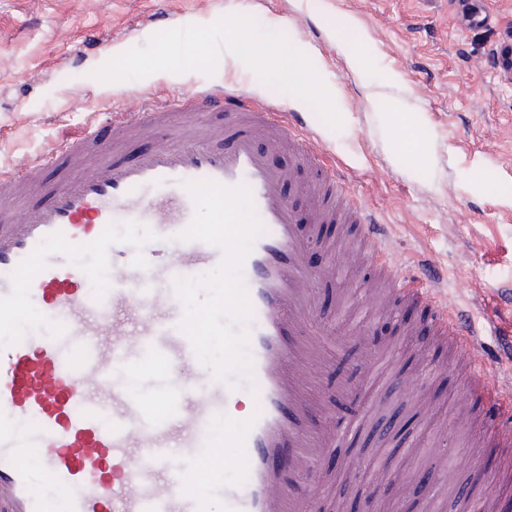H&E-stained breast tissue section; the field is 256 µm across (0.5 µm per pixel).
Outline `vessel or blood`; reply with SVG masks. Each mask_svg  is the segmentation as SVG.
<instances>
[{
    "instance_id": "1",
    "label": "vessel or blood",
    "mask_w": 512,
    "mask_h": 512,
    "mask_svg": "<svg viewBox=\"0 0 512 512\" xmlns=\"http://www.w3.org/2000/svg\"><path fill=\"white\" fill-rule=\"evenodd\" d=\"M179 112L178 142L132 163L110 159L90 130L61 144L46 162L71 161L81 171L44 186L41 205L21 202L40 164L0 180V512H209L217 498L224 512H318L328 482L320 468L326 448L358 437L407 382L391 347L358 361L359 385L336 390L353 409L322 441L316 421L329 409L322 372L342 348L313 324L317 273L308 252L321 226H354L365 245L335 268L346 285L336 309L351 333H359L367 314H388L391 292L428 306L436 335L474 354V319L431 297L434 277L425 265L384 262L367 288H354L361 265L383 252L387 225L373 223L328 183L309 194L307 211L289 205L282 193L288 172L254 147L262 137L313 162V148L294 135L286 113L223 87L201 90ZM124 118L128 129L146 133L169 124L171 114L143 105ZM201 180L247 185L263 225L242 269L258 388L242 427L223 426L224 407L236 394L199 366L178 328L184 307L174 278L221 260L218 248L179 238L194 216L185 184ZM117 223L146 225L147 243L115 236ZM52 243L63 255L49 253ZM90 251L96 265L76 264ZM103 271L112 276L106 293L92 288ZM31 300L43 317L27 325ZM467 391L461 419L497 412V437L512 446V393L477 368ZM156 399L164 400L163 412L150 409ZM221 445L243 449V481L225 482L220 467L201 470L202 458L216 456ZM33 457L40 461L36 472ZM190 472L204 478L206 494L186 492ZM37 478L52 495L33 492ZM461 497L468 512H498L492 491L474 486Z\"/></svg>"
}]
</instances>
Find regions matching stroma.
Returning a JSON list of instances; mask_svg holds the SVG:
<instances>
[{"mask_svg":"<svg viewBox=\"0 0 512 512\" xmlns=\"http://www.w3.org/2000/svg\"><path fill=\"white\" fill-rule=\"evenodd\" d=\"M469 3L489 16L487 27H464L455 0H0V175L92 122L100 142L111 145L115 130L101 124L102 113L131 111L137 96L172 106L204 88L240 87L299 113L296 131L312 136L322 167L347 187L352 203L387 225L392 263L431 264L450 308L510 333L512 303L502 290L512 284V72L499 52L512 37V0ZM158 13L175 28L236 14L285 34L326 83L342 128L226 53L210 76L162 71L119 83L93 79V70L158 33L149 22ZM372 328L366 338L345 337L344 355L323 379L326 396H335L348 363L379 339L394 341L415 375L356 444L326 455L331 483L321 512H348L365 497L381 429L406 426L426 393L463 387L467 376L450 345L432 342L422 312L404 309ZM434 356L447 360V370L422 379L419 366ZM413 436L418 453L390 464V503L425 512L430 473L442 460L454 480L440 495L442 512H464L456 489L478 470L490 489L512 494V447L490 443L467 453L454 413L439 431L423 425Z\"/></svg>","mask_w":512,"mask_h":512,"instance_id":"stroma-1","label":"stroma"}]
</instances>
